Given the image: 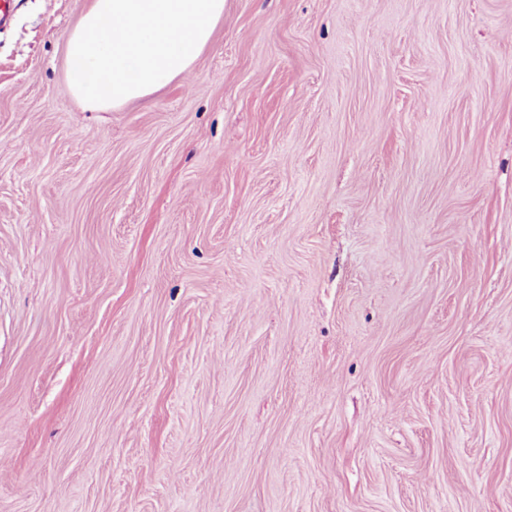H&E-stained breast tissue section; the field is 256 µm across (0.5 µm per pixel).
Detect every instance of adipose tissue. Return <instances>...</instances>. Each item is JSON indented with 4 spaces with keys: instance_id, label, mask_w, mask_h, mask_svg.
<instances>
[{
    "instance_id": "obj_1",
    "label": "adipose tissue",
    "mask_w": 512,
    "mask_h": 512,
    "mask_svg": "<svg viewBox=\"0 0 512 512\" xmlns=\"http://www.w3.org/2000/svg\"><path fill=\"white\" fill-rule=\"evenodd\" d=\"M224 15V0H87L65 44L79 100L114 110L189 75Z\"/></svg>"
}]
</instances>
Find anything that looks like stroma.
Instances as JSON below:
<instances>
[{
    "label": "stroma",
    "instance_id": "1",
    "mask_svg": "<svg viewBox=\"0 0 512 512\" xmlns=\"http://www.w3.org/2000/svg\"><path fill=\"white\" fill-rule=\"evenodd\" d=\"M0 21V512H512V0H225L73 97Z\"/></svg>",
    "mask_w": 512,
    "mask_h": 512
}]
</instances>
